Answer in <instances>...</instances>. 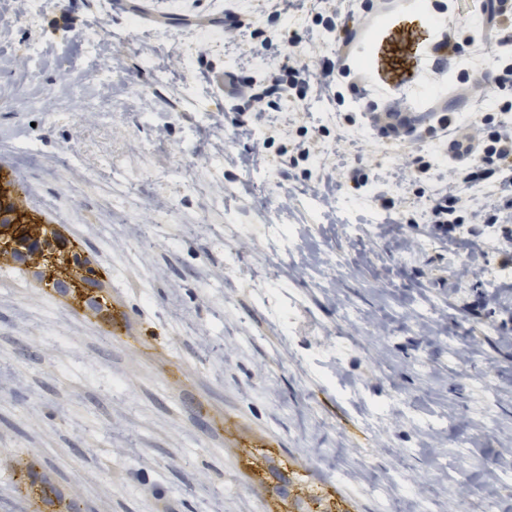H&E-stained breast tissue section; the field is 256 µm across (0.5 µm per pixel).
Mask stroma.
I'll list each match as a JSON object with an SVG mask.
<instances>
[{"instance_id":"obj_1","label":"stroma","mask_w":512,"mask_h":512,"mask_svg":"<svg viewBox=\"0 0 512 512\" xmlns=\"http://www.w3.org/2000/svg\"><path fill=\"white\" fill-rule=\"evenodd\" d=\"M318 5L283 0L297 42L278 56L238 34L217 51L198 44L188 70L195 31L183 18L232 12L263 25L269 0H144L139 12L40 0L35 30L18 0H0V167L111 268L141 330L109 335L0 263V512H29L11 487L18 451L87 512H283L258 480L272 465L298 512L328 499L338 512H382L383 498L414 494L432 512H482L487 500L512 512L501 482L512 473V343L498 340L512 273L498 266L495 233L483 279L457 278L466 252L449 256L424 226L388 223L371 197L336 183L363 162L379 190L409 196L400 153L360 127L324 136L331 118L295 100L256 125L324 139L312 190L288 180L275 148L243 161L258 141L239 135L214 78L228 57L252 77L325 51L309 24ZM161 14L169 27L153 25ZM466 71L459 59L377 90L415 108L435 92L462 112ZM461 445L465 490L450 493Z\"/></svg>"}]
</instances>
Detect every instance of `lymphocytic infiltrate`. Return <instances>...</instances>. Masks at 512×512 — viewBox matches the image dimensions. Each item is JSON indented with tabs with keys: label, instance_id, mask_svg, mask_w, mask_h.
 <instances>
[{
	"label": "lymphocytic infiltrate",
	"instance_id": "1",
	"mask_svg": "<svg viewBox=\"0 0 512 512\" xmlns=\"http://www.w3.org/2000/svg\"><path fill=\"white\" fill-rule=\"evenodd\" d=\"M481 2L480 36L452 21L448 41L459 51L478 43L490 47L492 64L482 71L481 78L497 93L495 111L472 113L470 123L476 136L465 147L456 139L455 113L438 114L434 132L447 140L452 153L444 174L438 173L430 156L419 149L420 130L413 126L385 128L384 136L405 157L404 180L424 207L412 208L404 198L386 192L379 193L374 203L385 212L405 216L408 223L421 220L430 224L448 250L465 249L475 260L485 254V228H496L503 241L498 264L507 269L512 267V53H503L502 47L506 31L512 29V8L508 0ZM242 85V99L256 112L276 110L283 97L302 100L313 91L336 106L337 125L352 126L362 118L361 113L344 109L348 95L358 92L359 86L348 57L342 55L321 58L315 65L283 66L263 82L246 78Z\"/></svg>",
	"mask_w": 512,
	"mask_h": 512
}]
</instances>
